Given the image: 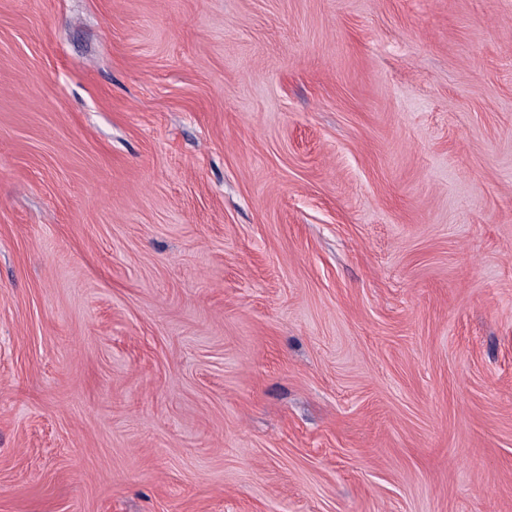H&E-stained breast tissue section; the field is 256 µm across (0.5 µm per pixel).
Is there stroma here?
Masks as SVG:
<instances>
[{"instance_id":"1","label":"stroma","mask_w":512,"mask_h":512,"mask_svg":"<svg viewBox=\"0 0 512 512\" xmlns=\"http://www.w3.org/2000/svg\"><path fill=\"white\" fill-rule=\"evenodd\" d=\"M0 512H512V0H0Z\"/></svg>"}]
</instances>
